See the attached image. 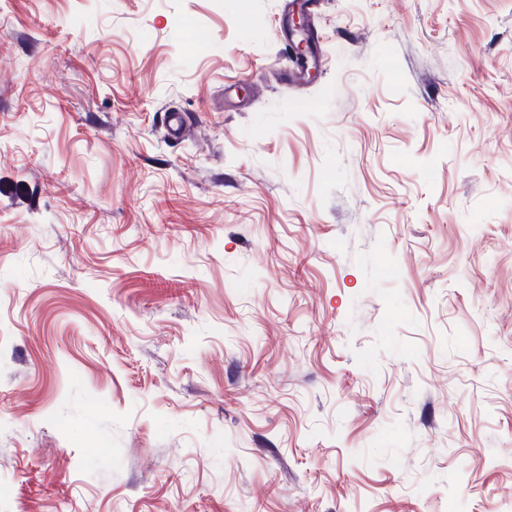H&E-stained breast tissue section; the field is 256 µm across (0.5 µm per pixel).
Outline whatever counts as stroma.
Listing matches in <instances>:
<instances>
[{
  "mask_svg": "<svg viewBox=\"0 0 512 512\" xmlns=\"http://www.w3.org/2000/svg\"><path fill=\"white\" fill-rule=\"evenodd\" d=\"M283 6L0 0V512H512V0Z\"/></svg>",
  "mask_w": 512,
  "mask_h": 512,
  "instance_id": "stroma-1",
  "label": "stroma"
}]
</instances>
